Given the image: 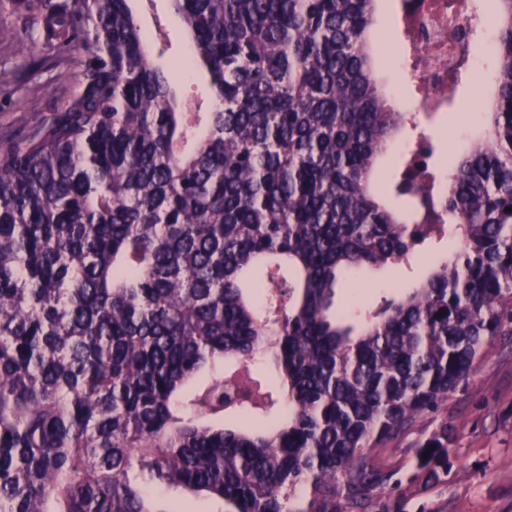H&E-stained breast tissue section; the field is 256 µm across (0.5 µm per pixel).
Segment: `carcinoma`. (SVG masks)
Here are the masks:
<instances>
[{"mask_svg":"<svg viewBox=\"0 0 512 512\" xmlns=\"http://www.w3.org/2000/svg\"><path fill=\"white\" fill-rule=\"evenodd\" d=\"M211 107L151 65L129 0H0L37 12L79 91L0 140V512H364L394 440L512 327V0H496L495 111L434 193L372 78L376 0H170ZM459 38L470 44L478 6ZM448 88L422 87L453 104ZM415 288L336 304L341 275L409 265ZM428 458H423V454ZM416 468L448 466V425ZM417 140V134L409 128L402 129L394 141L389 145L388 151L379 159L375 167V175L379 176L380 187L386 189L390 182L393 170L404 149Z\"/></svg>","mask_w":512,"mask_h":512,"instance_id":"1","label":"carcinoma"}]
</instances>
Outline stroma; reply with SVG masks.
<instances>
[{
	"label": "stroma",
	"mask_w": 512,
	"mask_h": 512,
	"mask_svg": "<svg viewBox=\"0 0 512 512\" xmlns=\"http://www.w3.org/2000/svg\"><path fill=\"white\" fill-rule=\"evenodd\" d=\"M393 2L377 0L372 27L374 75L388 89L397 80L382 53L395 19ZM134 9L144 31L165 25L169 49L151 61L169 69L187 49L182 20L169 0H138ZM14 31L22 36L23 46L11 48L6 62L0 63V134L19 140L34 123L29 97L62 105L78 89L81 68L79 52L70 47L61 49L60 66L40 62L24 23H16ZM473 52L480 68L463 78L453 105L457 112H484L493 96L495 64L483 39H476ZM448 248L445 241L424 247L408 267L365 268L344 276L336 286V298L355 294L368 304L388 291L414 287L446 257ZM443 424L448 427V470L430 478L416 469L415 447ZM367 454L369 464L391 479L373 492L365 512H512V335L496 336L485 346L469 378L436 411Z\"/></svg>",
	"instance_id": "obj_1"
}]
</instances>
